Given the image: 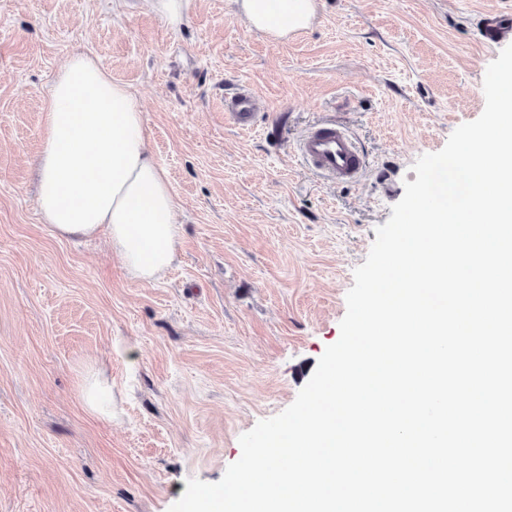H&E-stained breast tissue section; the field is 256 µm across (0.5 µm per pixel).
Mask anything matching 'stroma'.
Segmentation results:
<instances>
[{
  "label": "stroma",
  "mask_w": 512,
  "mask_h": 512,
  "mask_svg": "<svg viewBox=\"0 0 512 512\" xmlns=\"http://www.w3.org/2000/svg\"><path fill=\"white\" fill-rule=\"evenodd\" d=\"M489 12L512 0H317L273 41L236 0H190L177 24L149 0H0V512H168L188 479L222 478L338 340L413 163L482 114ZM80 52L132 93L177 203V261L150 282L37 207L43 113ZM243 90L249 131L224 114ZM321 123L362 178L302 163ZM94 372L111 414L82 399Z\"/></svg>",
  "instance_id": "stroma-1"
}]
</instances>
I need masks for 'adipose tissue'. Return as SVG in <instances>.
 Listing matches in <instances>:
<instances>
[{
    "mask_svg": "<svg viewBox=\"0 0 512 512\" xmlns=\"http://www.w3.org/2000/svg\"><path fill=\"white\" fill-rule=\"evenodd\" d=\"M256 32L308 27L316 0H237ZM37 201L61 238L106 235L128 273L152 281L174 262L175 200L153 160L130 91L86 54L54 81L43 117Z\"/></svg>",
    "mask_w": 512,
    "mask_h": 512,
    "instance_id": "obj_1",
    "label": "adipose tissue"
}]
</instances>
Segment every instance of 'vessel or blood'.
I'll list each match as a JSON object with an SVG mask.
<instances>
[{
	"label": "vessel or blood",
	"instance_id": "1",
	"mask_svg": "<svg viewBox=\"0 0 512 512\" xmlns=\"http://www.w3.org/2000/svg\"><path fill=\"white\" fill-rule=\"evenodd\" d=\"M482 29L485 45L494 47L512 33V17L486 16L482 20ZM224 110L236 127L248 129L253 126L255 102L248 93H237L226 102ZM299 150L313 170L336 181L356 180L365 168L364 155L352 137L331 125L319 126L305 134Z\"/></svg>",
	"mask_w": 512,
	"mask_h": 512
}]
</instances>
